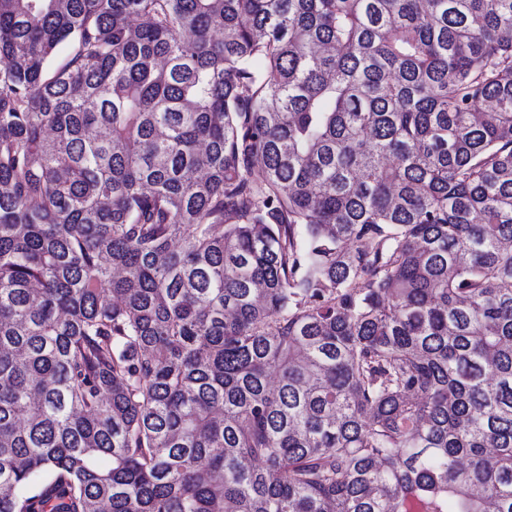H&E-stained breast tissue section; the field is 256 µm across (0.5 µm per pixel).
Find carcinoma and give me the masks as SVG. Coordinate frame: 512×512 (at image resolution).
<instances>
[{
    "mask_svg": "<svg viewBox=\"0 0 512 512\" xmlns=\"http://www.w3.org/2000/svg\"><path fill=\"white\" fill-rule=\"evenodd\" d=\"M0 512H512V0H0Z\"/></svg>",
    "mask_w": 512,
    "mask_h": 512,
    "instance_id": "1",
    "label": "carcinoma"
}]
</instances>
